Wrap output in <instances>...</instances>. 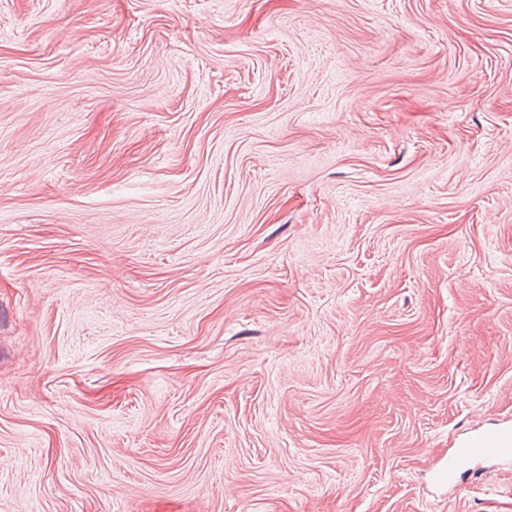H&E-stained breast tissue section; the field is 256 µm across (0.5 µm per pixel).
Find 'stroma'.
I'll use <instances>...</instances> for the list:
<instances>
[{"instance_id": "1", "label": "stroma", "mask_w": 512, "mask_h": 512, "mask_svg": "<svg viewBox=\"0 0 512 512\" xmlns=\"http://www.w3.org/2000/svg\"><path fill=\"white\" fill-rule=\"evenodd\" d=\"M512 0H0V512H512ZM512 429H499L468 438L469 444H460L431 471L430 482L435 486L451 484L456 472L475 458L509 460L512 458Z\"/></svg>"}]
</instances>
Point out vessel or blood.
<instances>
[{
    "mask_svg": "<svg viewBox=\"0 0 512 512\" xmlns=\"http://www.w3.org/2000/svg\"><path fill=\"white\" fill-rule=\"evenodd\" d=\"M475 458L508 460L512 458V431L499 429L470 437L468 445L453 449L430 474L436 486L451 484L456 472Z\"/></svg>",
    "mask_w": 512,
    "mask_h": 512,
    "instance_id": "1",
    "label": "vessel or blood"
}]
</instances>
